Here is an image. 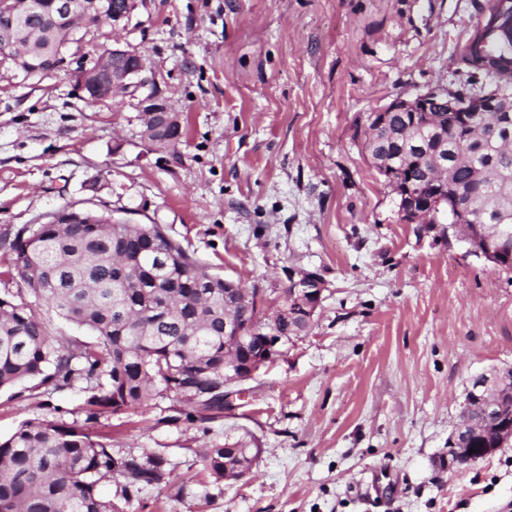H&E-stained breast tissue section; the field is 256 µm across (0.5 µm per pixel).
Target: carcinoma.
<instances>
[{
	"instance_id": "obj_1",
	"label": "carcinoma",
	"mask_w": 512,
	"mask_h": 512,
	"mask_svg": "<svg viewBox=\"0 0 512 512\" xmlns=\"http://www.w3.org/2000/svg\"><path fill=\"white\" fill-rule=\"evenodd\" d=\"M60 21L51 0L24 19L0 8V63L24 49L32 69L43 53L69 50L81 28ZM464 52L491 66L487 77L506 81L512 94V17L494 12ZM383 145H364L371 160L401 153L420 194L461 192L483 224L512 236V112L480 115L468 126L454 112H430L413 122L407 112L386 113ZM441 162L449 183L434 186L426 173ZM8 274L65 319L95 332L93 342L59 343L48 335L32 304L0 297V389L29 380L55 391L77 383L96 391L87 421L110 409L156 397L189 404L210 420L224 411V278L213 275L160 224H36L18 228L9 242ZM508 436L489 432L460 441L462 448H500ZM201 462L214 482L224 481V449L206 448ZM131 487L158 484L164 460L120 461L76 422L25 423L0 441V512H118L97 484L112 472Z\"/></svg>"
}]
</instances>
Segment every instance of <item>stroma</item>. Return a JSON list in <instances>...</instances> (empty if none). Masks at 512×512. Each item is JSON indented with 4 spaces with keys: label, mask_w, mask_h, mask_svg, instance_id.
Returning a JSON list of instances; mask_svg holds the SVG:
<instances>
[{
    "label": "stroma",
    "mask_w": 512,
    "mask_h": 512,
    "mask_svg": "<svg viewBox=\"0 0 512 512\" xmlns=\"http://www.w3.org/2000/svg\"><path fill=\"white\" fill-rule=\"evenodd\" d=\"M487 0H139L85 32L64 70L26 81L0 66L3 242L71 207L160 224L216 274L268 301L319 274L309 331L239 384L223 417L156 398L90 425L116 457L158 455L161 483L99 494L121 512H512V442L443 464L473 376L512 366V269L444 224L404 223L362 148L393 97L484 84L462 60ZM120 41L189 118L186 142L142 139L136 102L85 103L71 71ZM90 393L0 390V439L23 423H84ZM258 449L214 483L199 454Z\"/></svg>",
    "instance_id": "1"
}]
</instances>
